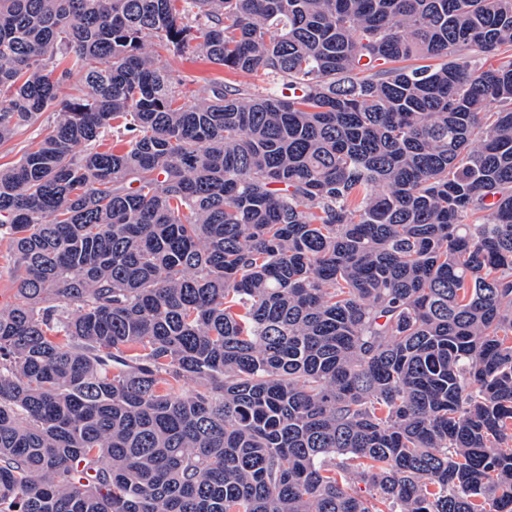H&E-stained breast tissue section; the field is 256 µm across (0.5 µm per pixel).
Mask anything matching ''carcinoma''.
<instances>
[{
  "label": "carcinoma",
  "instance_id": "obj_1",
  "mask_svg": "<svg viewBox=\"0 0 512 512\" xmlns=\"http://www.w3.org/2000/svg\"><path fill=\"white\" fill-rule=\"evenodd\" d=\"M504 46L512 0H0V144L57 113L0 168V512H512ZM154 62L158 68L179 75L184 80L182 90L188 98L193 97L209 81L224 80L227 77L224 68L200 59H192L188 54L173 49L155 54Z\"/></svg>",
  "mask_w": 512,
  "mask_h": 512
}]
</instances>
